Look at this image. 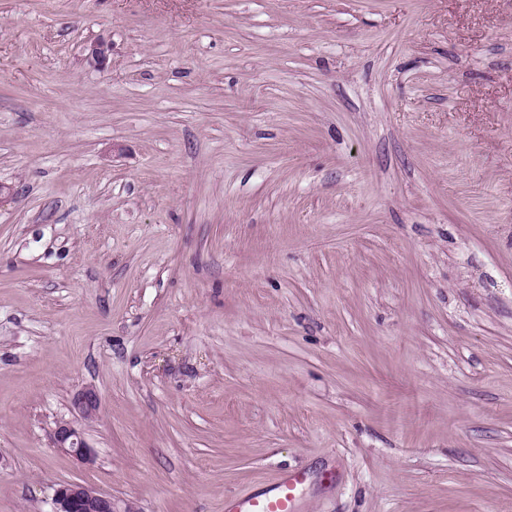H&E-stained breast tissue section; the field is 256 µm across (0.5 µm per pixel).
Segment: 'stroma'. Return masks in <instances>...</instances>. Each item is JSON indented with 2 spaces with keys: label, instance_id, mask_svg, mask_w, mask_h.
<instances>
[{
  "label": "stroma",
  "instance_id": "1",
  "mask_svg": "<svg viewBox=\"0 0 512 512\" xmlns=\"http://www.w3.org/2000/svg\"><path fill=\"white\" fill-rule=\"evenodd\" d=\"M0 185V512H512V0H0ZM73 406L82 419L94 420L100 411V396L96 390L86 388L74 397ZM54 447L67 452L77 461L85 465H91L95 461V453L89 445L81 430L70 421L63 420L56 424L52 432ZM306 480L305 471H288L268 491L225 497L224 512H299L296 492ZM53 512H115L111 497L77 483L59 485L53 496Z\"/></svg>",
  "mask_w": 512,
  "mask_h": 512
}]
</instances>
